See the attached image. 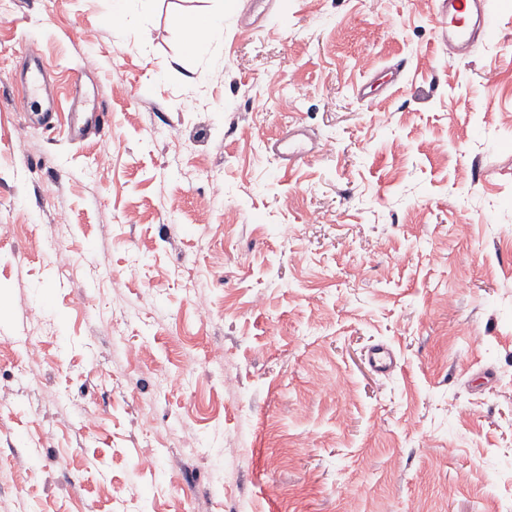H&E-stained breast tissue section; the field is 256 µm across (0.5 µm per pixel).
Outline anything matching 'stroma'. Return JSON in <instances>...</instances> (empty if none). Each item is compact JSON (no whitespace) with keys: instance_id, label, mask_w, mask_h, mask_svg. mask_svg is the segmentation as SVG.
<instances>
[{"instance_id":"stroma-1","label":"stroma","mask_w":512,"mask_h":512,"mask_svg":"<svg viewBox=\"0 0 512 512\" xmlns=\"http://www.w3.org/2000/svg\"><path fill=\"white\" fill-rule=\"evenodd\" d=\"M111 6L0 0V512H512V0L463 58L436 0ZM80 72L109 123L75 142ZM176 22L186 33V47L193 54H200L213 38L220 37L224 28V12L188 13L179 15ZM12 79L35 103L36 112H41L44 125L51 126L56 112L57 92L48 80L47 67L36 49L29 48L24 52L22 63L15 69ZM313 148L314 142L308 130L300 126L293 129L287 127L267 145L279 168L286 172L310 154Z\"/></svg>"}]
</instances>
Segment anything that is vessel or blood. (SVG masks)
I'll use <instances>...</instances> for the list:
<instances>
[{
  "instance_id": "1",
  "label": "vessel or blood",
  "mask_w": 512,
  "mask_h": 512,
  "mask_svg": "<svg viewBox=\"0 0 512 512\" xmlns=\"http://www.w3.org/2000/svg\"><path fill=\"white\" fill-rule=\"evenodd\" d=\"M438 24L448 39L449 51L461 54L477 41L491 38L494 20L488 0H443L437 12ZM13 81L20 85L41 112L44 124H51L57 106V93L48 80L47 67L40 53L27 49L23 60L16 68ZM71 110L77 118L70 130L73 140L81 141L100 130L106 115L96 108L92 90L83 76H76L69 88ZM314 142L308 130L295 127L282 131L270 141L267 150L279 168H293L312 152Z\"/></svg>"
}]
</instances>
